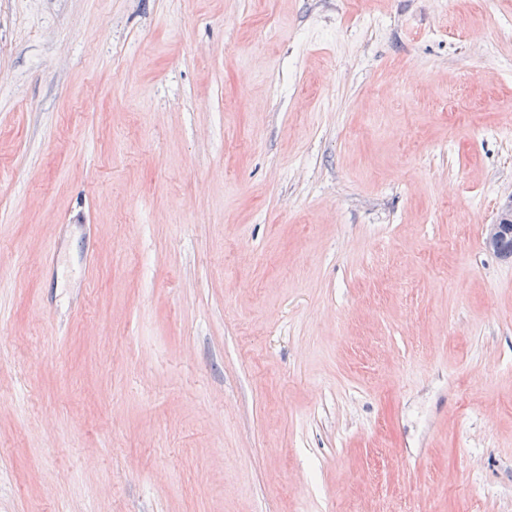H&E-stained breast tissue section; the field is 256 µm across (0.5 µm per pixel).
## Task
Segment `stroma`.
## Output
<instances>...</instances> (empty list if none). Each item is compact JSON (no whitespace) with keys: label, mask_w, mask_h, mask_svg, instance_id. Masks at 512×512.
Segmentation results:
<instances>
[{"label":"stroma","mask_w":512,"mask_h":512,"mask_svg":"<svg viewBox=\"0 0 512 512\" xmlns=\"http://www.w3.org/2000/svg\"><path fill=\"white\" fill-rule=\"evenodd\" d=\"M512 0H0V512H512ZM512 197L509 203L501 211L494 224L489 225V231L485 238L488 249L495 251L499 257L512 259Z\"/></svg>","instance_id":"obj_1"}]
</instances>
